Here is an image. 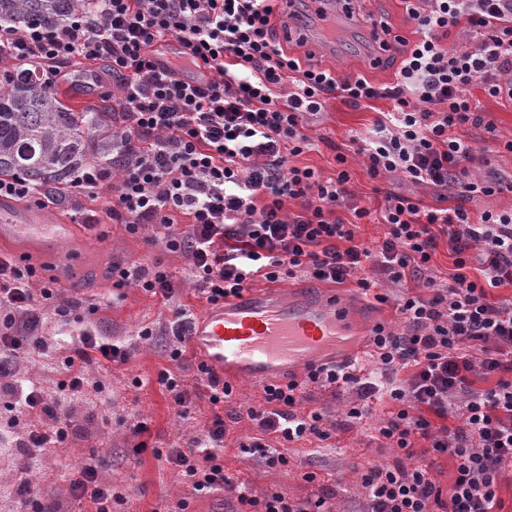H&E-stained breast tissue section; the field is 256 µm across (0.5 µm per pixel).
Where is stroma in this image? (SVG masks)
<instances>
[{
	"label": "stroma",
	"instance_id": "1",
	"mask_svg": "<svg viewBox=\"0 0 512 512\" xmlns=\"http://www.w3.org/2000/svg\"><path fill=\"white\" fill-rule=\"evenodd\" d=\"M350 5L361 22L381 20L393 33L406 37L413 30L401 0H351ZM358 36L354 28L338 36L336 55L327 58V65L335 68L342 79L365 71L377 82L393 81L395 67L365 68ZM57 87L61 98L76 111L98 98L115 99L120 95L117 80L101 60L81 62L58 81ZM472 96L480 111L485 112L488 123L459 127L457 134L483 150L488 168L512 176V154L504 149L505 143L512 140V101L490 97L478 89L473 90ZM390 107L387 99L356 107L343 97H330L323 111L310 117L312 146L295 157V165L312 167L325 177L347 171L351 194L372 209L381 207L380 193L384 190L420 199L430 208L447 207V200L436 187L414 184L395 175L373 180L363 159L350 152L352 139L367 134L378 114ZM340 153L345 154V163L337 162ZM107 197L108 190L103 187L80 196L69 194L44 202L41 209L48 217L73 224L65 246L76 265L58 268L48 252L32 254L29 260L34 265L46 266L48 275L57 278L81 308H93L92 321L98 336L123 346L127 358L121 363L92 366L83 391L71 397L76 426L66 450L35 453L28 468H21L20 443L25 427L13 424L8 405L29 379L39 382L47 393L59 390L67 345L81 328L79 322L60 317L52 310L41 311L40 332L48 343L47 350L37 362L19 360L10 375L0 377V512H32L19 494L20 484L26 481L40 485L44 512H86V500L71 496L69 482L74 466L87 459L97 461L99 481L111 485L117 497L112 512H175L181 501L186 504V512H236L237 501L230 492L219 489L196 493L178 470L152 453L156 447L183 448L200 438L213 416V408L198 378L197 361L187 351L180 373L191 409L188 415L178 414L171 396L158 381L160 372L170 368L169 355L177 344L170 331L171 304L131 285L114 287L112 265L117 261L129 265L160 262L175 273L179 283L174 302L195 319L202 317L209 306L198 297L187 275L186 261L179 254L150 245L145 235H129L119 224L106 225L102 236L88 235L81 225L82 216L101 211ZM270 285L264 280L254 283L258 289ZM271 286L285 294L295 288L316 296L334 294L373 323L397 332L405 328L396 306L400 290L391 284L383 288L389 297L383 304L365 296L352 278L330 284L300 274ZM146 327L151 328V335H143ZM349 370L360 377L375 372L377 391L364 395L354 384L306 388L300 409L320 412L329 436H309L290 443L269 437L268 445L288 459L287 465L274 468L267 465L262 451L240 447L241 441L255 433L256 425L249 413L262 405L263 388L234 382L226 408L236 413L237 418L229 424L224 437L221 459L225 476L232 483L246 484L252 495L259 498L274 490L295 502L324 493L335 512H367L361 486L363 474L371 466L392 464L395 457L394 449L379 439L377 430L398 409L388 391L398 384L400 377L378 369L368 350ZM354 407L364 409L362 418L349 417L348 412ZM139 421L145 422L147 429L136 437L131 427ZM141 441L147 443L148 450L135 453L134 447ZM306 472L314 474V481L303 480Z\"/></svg>",
	"mask_w": 512,
	"mask_h": 512
}]
</instances>
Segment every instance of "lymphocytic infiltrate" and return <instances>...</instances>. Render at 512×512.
Masks as SVG:
<instances>
[{
    "label": "lymphocytic infiltrate",
    "mask_w": 512,
    "mask_h": 512,
    "mask_svg": "<svg viewBox=\"0 0 512 512\" xmlns=\"http://www.w3.org/2000/svg\"><path fill=\"white\" fill-rule=\"evenodd\" d=\"M289 5L301 8L305 0H91L61 23L0 27V47L44 64L50 85L59 63L108 61L122 81L123 125L111 161L78 170L71 191L107 187V219L132 234L150 229L151 244L186 258L208 304L241 296L255 278L274 282L301 271L333 284L356 279L380 302L382 282L402 287L405 332L379 326L370 338L381 369L408 375L391 391L398 411L379 429L400 458L362 477L369 512H500L499 484L512 468V297L494 299L490 291L512 285V212L474 215L465 203L512 193V179H477L479 151L455 129L485 122L471 89L512 99V0H404L418 36L397 37L396 79L385 87L363 74L338 79L335 68L278 43L272 21ZM456 27L477 35L474 48L443 43ZM170 37L184 46L181 64L212 71L208 85L182 82L180 65L158 66L154 46ZM335 93L357 105L379 98L393 104L370 136L354 142L372 178L394 173L431 185L449 192L454 205L428 209L388 192L375 211L352 201L347 171L324 179L291 165L311 143L309 116ZM289 202L297 210L285 211ZM341 208L350 219L338 216ZM366 222L387 228L372 249L358 235ZM442 235L452 260L444 284L428 270ZM476 260L483 269L474 277ZM118 274L122 284L166 300L175 295V276L160 263ZM39 309L65 316L77 305L58 281L1 256L0 359L45 350ZM125 358L120 346L85 330L64 360L65 393L34 385L13 403L30 420L24 447L63 445L74 427L67 395L83 391L89 365ZM354 380L322 365L304 381L266 385L264 407L250 414L253 447L270 435L325 437L320 413L297 410L304 385ZM226 428L223 415H214L203 438L167 449L165 461L195 491L230 490L254 512H332L322 496L291 502L276 491L258 498L232 485L217 453ZM438 453L457 464L445 492L428 464ZM70 489L91 512H112V489L98 483L96 464L77 468Z\"/></svg>",
    "instance_id": "lymphocytic-infiltrate-1"
}]
</instances>
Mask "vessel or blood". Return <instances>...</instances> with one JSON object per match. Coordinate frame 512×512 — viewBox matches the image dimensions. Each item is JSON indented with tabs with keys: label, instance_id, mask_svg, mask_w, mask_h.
<instances>
[{
	"label": "vessel or blood",
	"instance_id": "b4317fda",
	"mask_svg": "<svg viewBox=\"0 0 512 512\" xmlns=\"http://www.w3.org/2000/svg\"><path fill=\"white\" fill-rule=\"evenodd\" d=\"M345 15L338 0H309L306 19H290L288 33L308 51L333 54L323 34ZM68 225L42 211L22 210L0 197V242L26 250H49L65 240ZM365 330L341 304L318 297L286 298L276 290L249 291L210 310L195 322L193 353L225 378L270 383L310 365L349 364L363 348Z\"/></svg>",
	"mask_w": 512,
	"mask_h": 512
}]
</instances>
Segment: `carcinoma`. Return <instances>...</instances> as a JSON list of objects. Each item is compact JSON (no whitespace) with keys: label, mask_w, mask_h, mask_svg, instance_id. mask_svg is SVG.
I'll use <instances>...</instances> for the list:
<instances>
[{"label":"carcinoma","mask_w":512,"mask_h":512,"mask_svg":"<svg viewBox=\"0 0 512 512\" xmlns=\"http://www.w3.org/2000/svg\"><path fill=\"white\" fill-rule=\"evenodd\" d=\"M85 6L86 0H0V25L60 23ZM43 82L36 63L0 73V177L22 178L55 197L69 192L76 170L112 157V111L74 112Z\"/></svg>","instance_id":"1"}]
</instances>
